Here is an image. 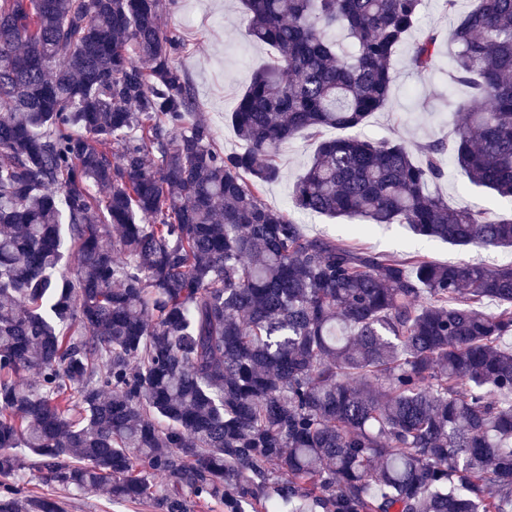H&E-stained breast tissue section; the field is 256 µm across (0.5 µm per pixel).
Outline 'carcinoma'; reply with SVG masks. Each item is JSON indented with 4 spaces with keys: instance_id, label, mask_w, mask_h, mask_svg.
<instances>
[{
    "instance_id": "obj_1",
    "label": "carcinoma",
    "mask_w": 512,
    "mask_h": 512,
    "mask_svg": "<svg viewBox=\"0 0 512 512\" xmlns=\"http://www.w3.org/2000/svg\"><path fill=\"white\" fill-rule=\"evenodd\" d=\"M177 2L0 0V512H64L17 448L47 486L160 512H512V401L492 397L512 394V265L405 261L296 220L512 247V0L460 18L468 96L418 155L324 133L386 108L422 0H241L275 54L230 154L160 27ZM439 52L428 31L408 65ZM302 134L315 153L273 208L261 188ZM449 162L487 205L427 192Z\"/></svg>"
}]
</instances>
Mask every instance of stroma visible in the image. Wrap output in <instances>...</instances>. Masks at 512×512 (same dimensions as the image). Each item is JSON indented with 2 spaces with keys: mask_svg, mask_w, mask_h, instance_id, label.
<instances>
[{
  "mask_svg": "<svg viewBox=\"0 0 512 512\" xmlns=\"http://www.w3.org/2000/svg\"><path fill=\"white\" fill-rule=\"evenodd\" d=\"M471 2L458 0L455 11L449 12L443 0H423L415 35L433 30L441 41H448ZM161 23L177 30L183 40L180 62L195 88L198 110L212 126L218 144L228 152L239 150L241 144L229 115L253 73L272 57V48L248 40L238 0H180L175 10L162 15ZM448 63L447 56H440L432 79L425 82L410 70L406 59H399L389 102L384 111L369 118L361 129L362 135L372 139L397 136L415 152L429 142L450 140L456 117L448 110ZM314 149V141L303 135L283 145L278 156L282 176L264 186V203L287 207L293 182L311 160ZM430 191L456 205L482 206L489 199L487 192L471 187L465 174L454 166L448 167L443 179L431 184ZM300 222L308 236L331 238L400 258L417 255L439 264H512L510 247H459L421 239L405 224H377L359 234L348 218L305 214ZM59 497L66 512H156L151 502L118 503L103 493L80 495L63 491Z\"/></svg>",
  "mask_w": 512,
  "mask_h": 512,
  "instance_id": "stroma-1",
  "label": "stroma"
}]
</instances>
